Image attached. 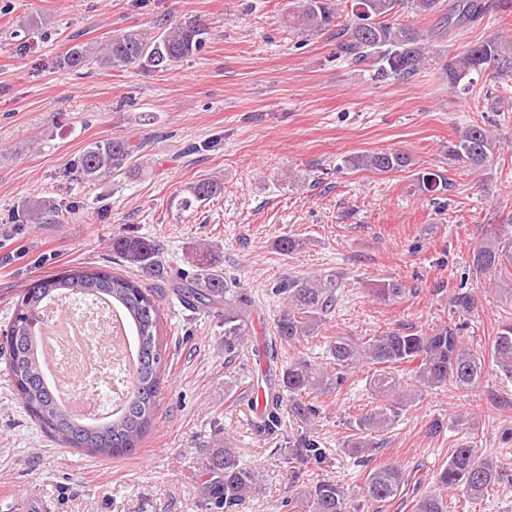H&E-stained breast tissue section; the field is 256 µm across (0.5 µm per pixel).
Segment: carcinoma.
I'll list each match as a JSON object with an SVG mask.
<instances>
[{"label":"carcinoma","instance_id":"carcinoma-1","mask_svg":"<svg viewBox=\"0 0 512 512\" xmlns=\"http://www.w3.org/2000/svg\"><path fill=\"white\" fill-rule=\"evenodd\" d=\"M408 4L420 12L444 7L441 0H352V19L342 20L336 0H298L289 23L293 27L318 34L336 29L349 39L337 43L339 56L365 64L378 80H407L424 66L425 35L396 20L398 8ZM482 0H456L451 11L442 13L438 31L479 18ZM208 39V28L195 21L162 23L155 35L128 29L112 35L103 43H78L59 60L67 70L88 66L100 69L164 70L201 52ZM448 87L465 94L472 76L489 74L493 79L512 75V49L493 37L448 58L441 65ZM143 142L130 139H105L90 143L76 162L81 181L94 184L127 169L142 150ZM494 143L485 126L475 122L459 130L448 142L449 163L467 170L487 166ZM354 168L378 173L402 171L413 165L404 152L377 151L353 156ZM417 180L429 192L450 187L440 173L424 172ZM224 189L223 182L209 179L188 187L192 201H206ZM55 211L48 201H28L21 210L22 221L44 224ZM112 253L151 278L166 279L168 271L161 260L160 242L138 235L112 237ZM189 260L195 273L174 281V294L180 302L194 310L215 313L224 319V355L227 364L237 357L252 323L251 301L246 292L232 291L218 265L213 246H197ZM512 263V231L493 232L472 251L471 265L481 277L499 279L502 270ZM338 279L334 275L288 276L275 288V293L288 301L275 323V339L295 344L318 335L328 316L338 304ZM380 301L393 300L406 292L399 282L380 281L370 287ZM70 295L104 298L120 307L132 324L136 337L134 379L122 408L105 423L89 424L69 413L44 376L45 358L38 337L36 316L55 299ZM453 306L468 314L475 307L472 293L453 291ZM8 364L6 373L23 404L24 410L40 429L77 453L109 458L131 453L156 423L159 395L166 371V345L163 341L159 305L153 290L140 282L102 269H87L77 279L55 276L39 280V287L26 289L14 304L9 323ZM332 362L321 367L304 357H297L284 367L280 386L287 395L271 397L266 408V426L275 430L287 417L297 427L307 428L319 414L313 399L342 387L352 369L370 365L369 389L377 403L352 424L345 451L366 462L378 449V437L388 431L398 418L413 406L425 388L450 386L456 390L475 388L485 373L486 362L512 379V318H504L493 337L489 355L465 345L459 327L445 325L429 333H402L388 330L363 342L351 337L335 336L329 340ZM418 362L410 382H403L398 373L402 364ZM323 449L302 432L296 447L288 450V473L292 483L299 482L308 460L322 459ZM208 468L220 474L211 485L212 497L224 512H237L259 480V471L240 464L232 448H218L207 460ZM503 477V466L491 456L478 453L474 442L467 441L450 449L438 488L423 493L414 512H448L442 491L462 485L474 498L484 496L488 488ZM407 479L402 468L394 463L369 470L365 496L375 503H387L398 497ZM287 505L296 512H350L345 491L330 479H319L305 487L297 498H288Z\"/></svg>","mask_w":512,"mask_h":512}]
</instances>
